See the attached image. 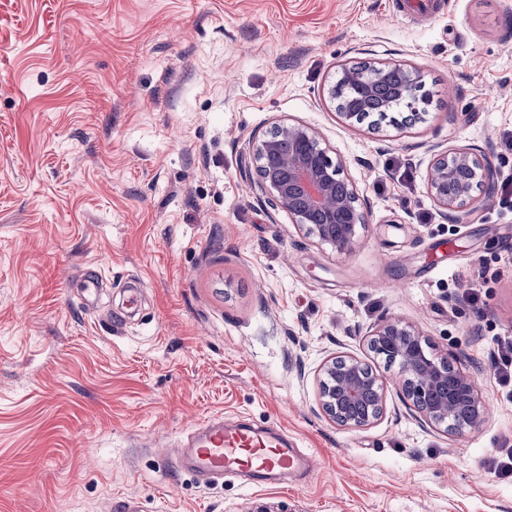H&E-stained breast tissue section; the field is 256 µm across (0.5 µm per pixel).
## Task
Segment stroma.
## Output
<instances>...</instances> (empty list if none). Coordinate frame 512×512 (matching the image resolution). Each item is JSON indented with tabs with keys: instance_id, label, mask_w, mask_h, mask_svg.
<instances>
[{
	"instance_id": "obj_1",
	"label": "stroma",
	"mask_w": 512,
	"mask_h": 512,
	"mask_svg": "<svg viewBox=\"0 0 512 512\" xmlns=\"http://www.w3.org/2000/svg\"><path fill=\"white\" fill-rule=\"evenodd\" d=\"M392 61L420 73L426 112L346 123L342 68ZM283 122L355 186L350 253L261 195L252 142ZM509 137L512 0L428 18L396 0H0V512H512V475L486 464L512 440L491 357L512 336V197L447 220L427 190L462 147L511 176ZM390 319L474 374L479 429L412 415L369 346ZM339 356L391 382L369 427L319 406ZM243 418L286 430L312 475L207 485L173 467L201 422Z\"/></svg>"
}]
</instances>
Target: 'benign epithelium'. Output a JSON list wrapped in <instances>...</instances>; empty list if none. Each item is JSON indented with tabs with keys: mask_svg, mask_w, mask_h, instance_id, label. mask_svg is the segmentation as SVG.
Returning a JSON list of instances; mask_svg holds the SVG:
<instances>
[{
	"mask_svg": "<svg viewBox=\"0 0 512 512\" xmlns=\"http://www.w3.org/2000/svg\"><path fill=\"white\" fill-rule=\"evenodd\" d=\"M387 68L400 71L404 83L395 100L383 108L415 110L419 102V72L400 63ZM346 81L357 86L361 99L376 97L385 71L366 74L345 68ZM258 187L272 206L288 214L299 229L339 254L350 252L364 223L359 195L341 181L342 163L321 147L318 134L308 126L284 122L275 134L258 138L252 148ZM343 187H338V182ZM428 193L443 215L456 211L479 187L492 191L494 170L471 148L440 155L431 164ZM370 347L399 366L401 390L416 415L425 423L462 435L479 427L489 409L475 377L461 368L448 373V359L429 352V345L411 325L387 320L370 334ZM320 405L337 425L365 428L385 412L388 385L354 357H334L321 368Z\"/></svg>",
	"mask_w": 512,
	"mask_h": 512,
	"instance_id": "7a95c632",
	"label": "benign epithelium"
}]
</instances>
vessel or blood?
Segmentation results:
<instances>
[{"label":"vessel or blood","instance_id":"b4317fda","mask_svg":"<svg viewBox=\"0 0 512 512\" xmlns=\"http://www.w3.org/2000/svg\"><path fill=\"white\" fill-rule=\"evenodd\" d=\"M175 465L211 479L245 472L259 483L311 468L308 456L280 428H229L217 422L205 424L202 434L177 454Z\"/></svg>","mask_w":512,"mask_h":512}]
</instances>
